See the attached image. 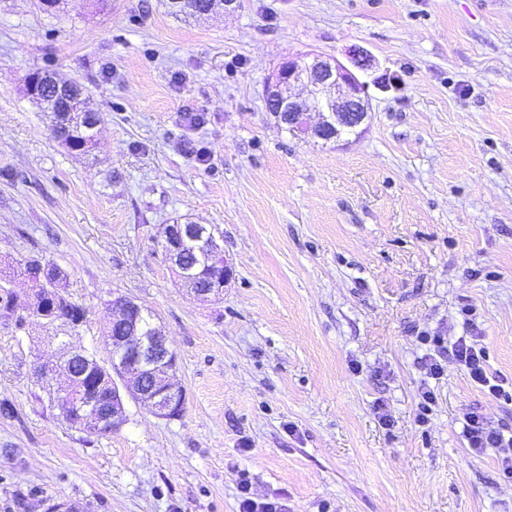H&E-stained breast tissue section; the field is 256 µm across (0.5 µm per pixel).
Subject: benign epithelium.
I'll return each mask as SVG.
<instances>
[{
	"mask_svg": "<svg viewBox=\"0 0 512 512\" xmlns=\"http://www.w3.org/2000/svg\"><path fill=\"white\" fill-rule=\"evenodd\" d=\"M349 64L321 53H307L282 61L268 82L266 105L288 108V127L303 136L332 139L350 133L369 118L366 98L367 82L360 75L373 78L385 86L384 76L376 75L378 63L367 52L353 49L348 52ZM52 84L56 95L63 97L66 112H84L86 105L77 84L60 82L42 71L30 73L26 80L29 97L56 112L54 99L43 95V87ZM190 242L202 243L209 254L207 264L215 267L212 284L224 285L231 267L229 261L220 265L224 248L215 229L203 224H169L161 247L167 261L178 264L184 247ZM110 321L126 323L131 329L126 336H114L106 344L107 361L100 362L73 346L64 349L58 363H41V375L60 370L66 381L56 391L55 400L74 398L79 407L77 426L100 434L119 429L126 421L122 393L141 402L154 415L168 418L183 411L184 399L178 397L174 380L177 368L175 353L168 347L166 337L158 327L145 334L138 319L144 308L135 300L117 297L110 303ZM81 358L97 365L101 371L97 382L73 394L76 386L73 362Z\"/></svg>",
	"mask_w": 512,
	"mask_h": 512,
	"instance_id": "benign-epithelium-1",
	"label": "benign epithelium"
}]
</instances>
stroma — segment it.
I'll return each mask as SVG.
<instances>
[{"label":"stroma","mask_w":512,"mask_h":512,"mask_svg":"<svg viewBox=\"0 0 512 512\" xmlns=\"http://www.w3.org/2000/svg\"><path fill=\"white\" fill-rule=\"evenodd\" d=\"M372 55L371 116L300 139L265 105L289 56ZM83 87V155L26 95ZM212 225L233 275L183 286L163 228ZM40 254L85 318L0 315V512H512L469 451L465 413L512 431V399L426 370L420 336L476 335L512 382V0H0V261ZM152 310L177 355L179 417L125 401L112 433L71 427L35 367L69 342L106 360L113 298ZM436 400L417 420L422 389ZM389 423H382V416ZM239 512H281L277 502H256L251 497V486L247 477L239 480Z\"/></svg>","instance_id":"35a3bbf8"}]
</instances>
